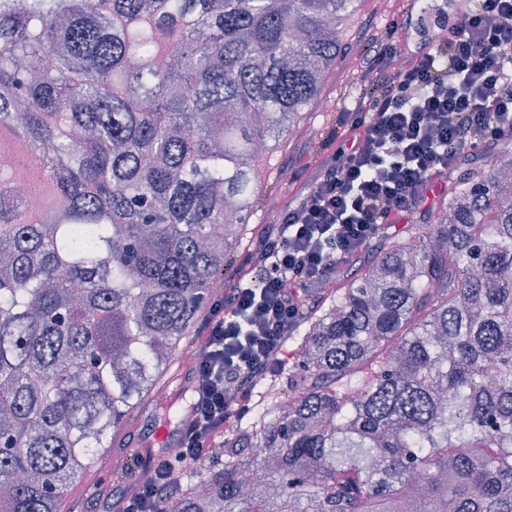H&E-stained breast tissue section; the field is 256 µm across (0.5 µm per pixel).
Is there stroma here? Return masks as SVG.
Instances as JSON below:
<instances>
[{"mask_svg": "<svg viewBox=\"0 0 512 512\" xmlns=\"http://www.w3.org/2000/svg\"><path fill=\"white\" fill-rule=\"evenodd\" d=\"M400 6L401 0H360L358 11L343 31L342 40L347 49L322 87L318 104L304 124L281 146L274 160L259 166L261 203L245 229V239L257 236L265 224L273 221L274 215L265 205L267 199L286 203L312 175L318 163L315 141L327 126L331 111L342 106L365 83L359 68L364 32L370 27H385L397 17ZM168 400L177 409V417L165 418L163 410L154 404L139 405L104 452L97 476L89 483H79L68 490L61 504L63 512H116L118 501L135 480L134 473L123 468L130 453L136 448L159 450V433L176 431L179 415L186 412L189 405L190 393L182 390L169 395Z\"/></svg>", "mask_w": 512, "mask_h": 512, "instance_id": "obj_1", "label": "stroma"}]
</instances>
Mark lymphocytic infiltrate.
Listing matches in <instances>:
<instances>
[{
	"mask_svg": "<svg viewBox=\"0 0 512 512\" xmlns=\"http://www.w3.org/2000/svg\"><path fill=\"white\" fill-rule=\"evenodd\" d=\"M405 2L399 28L412 40L367 36L368 83L337 111L316 174L250 244L230 286L208 297L176 445L148 460L151 481L125 495L119 512H155L175 462H210L281 362L304 293L419 207L469 152L512 140V0H467L453 17Z\"/></svg>",
	"mask_w": 512,
	"mask_h": 512,
	"instance_id": "1",
	"label": "lymphocytic infiltrate"
}]
</instances>
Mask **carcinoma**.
<instances>
[{"label": "carcinoma", "instance_id": "carcinoma-1", "mask_svg": "<svg viewBox=\"0 0 512 512\" xmlns=\"http://www.w3.org/2000/svg\"><path fill=\"white\" fill-rule=\"evenodd\" d=\"M358 0H0V512H59L191 335ZM52 203L13 192L19 157ZM174 512H512V175L323 295ZM265 448V457L257 449ZM262 470L264 484L241 491Z\"/></svg>", "mask_w": 512, "mask_h": 512}]
</instances>
